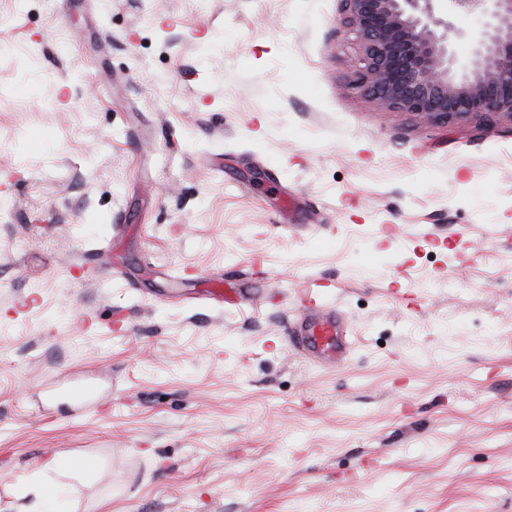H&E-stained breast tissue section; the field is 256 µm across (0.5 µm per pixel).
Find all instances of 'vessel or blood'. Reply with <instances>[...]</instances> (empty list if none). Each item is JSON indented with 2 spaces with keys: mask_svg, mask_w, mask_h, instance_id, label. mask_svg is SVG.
I'll return each mask as SVG.
<instances>
[{
  "mask_svg": "<svg viewBox=\"0 0 512 512\" xmlns=\"http://www.w3.org/2000/svg\"><path fill=\"white\" fill-rule=\"evenodd\" d=\"M338 312L337 304L316 289L308 286L298 291L286 338L289 347L307 359H322L327 367L346 361L352 344L339 333Z\"/></svg>",
  "mask_w": 512,
  "mask_h": 512,
  "instance_id": "vessel-or-blood-1",
  "label": "vessel or blood"
}]
</instances>
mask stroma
<instances>
[{
    "mask_svg": "<svg viewBox=\"0 0 512 512\" xmlns=\"http://www.w3.org/2000/svg\"><path fill=\"white\" fill-rule=\"evenodd\" d=\"M342 18L0 0V512H512V123L377 110ZM316 290L307 286L296 293L286 341L294 351L322 367L336 366L347 360L352 344L348 336L339 334L338 305ZM311 314L320 315L309 318ZM317 356L326 357L317 361ZM18 494L27 501L24 512H65L63 488L47 477H31Z\"/></svg>",
    "mask_w": 512,
    "mask_h": 512,
    "instance_id": "stroma-1",
    "label": "stroma"
}]
</instances>
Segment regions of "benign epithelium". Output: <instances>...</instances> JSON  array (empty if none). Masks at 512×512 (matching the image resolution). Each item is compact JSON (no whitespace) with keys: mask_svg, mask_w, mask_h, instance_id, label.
Listing matches in <instances>:
<instances>
[{"mask_svg":"<svg viewBox=\"0 0 512 512\" xmlns=\"http://www.w3.org/2000/svg\"><path fill=\"white\" fill-rule=\"evenodd\" d=\"M356 83L379 107L437 123L512 122V0H341ZM475 19L469 29L460 26Z\"/></svg>","mask_w":512,"mask_h":512,"instance_id":"benign-epithelium-1","label":"benign epithelium"}]
</instances>
